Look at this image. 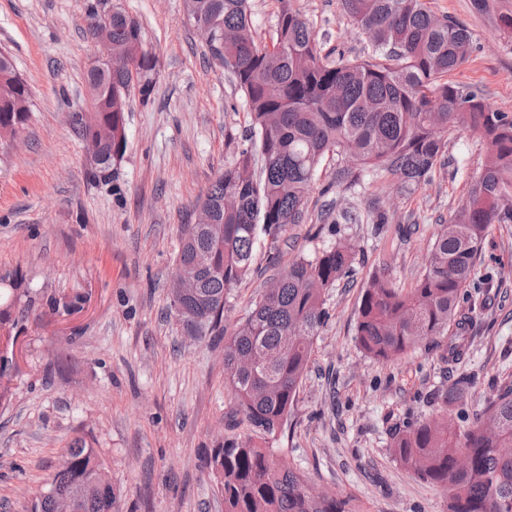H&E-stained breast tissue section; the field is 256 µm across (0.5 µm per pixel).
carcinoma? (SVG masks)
I'll use <instances>...</instances> for the list:
<instances>
[{"instance_id":"obj_1","label":"carcinoma","mask_w":512,"mask_h":512,"mask_svg":"<svg viewBox=\"0 0 512 512\" xmlns=\"http://www.w3.org/2000/svg\"><path fill=\"white\" fill-rule=\"evenodd\" d=\"M277 2L275 35L262 46L253 35L248 0H186L189 17L214 23L209 58L234 75L244 94L262 166L255 174L252 153L244 149L216 176L203 199L211 228L182 236L176 263L195 288L184 294L181 282L169 285L170 311L183 335L224 337L225 385L236 413L265 437L275 435L293 407L314 339L328 319L323 296L349 275L354 245L339 242L312 260L290 262L230 330L223 325L226 294L250 273L258 231L276 239L288 225L303 222L311 184L327 156L336 157L338 185L353 187L373 172L412 190L429 181L443 158L448 130L468 129L484 147L481 172L461 207L440 225L414 287L403 292L375 273L363 291L355 342L377 362L445 337L448 362L464 358L462 289L491 226L512 224V113L448 81L473 52L464 23L437 14L431 0H342L372 53L330 60L321 56L292 0ZM472 6L512 36V0H472ZM109 17L120 63L86 72V109L75 118L87 149L99 154L101 173L124 154L130 87L140 84L149 97L155 69L139 22L119 9ZM29 99L28 85L0 51V135L25 125ZM228 193L238 197L233 210L224 208ZM433 399L448 413L393 434L395 458L446 489L449 512H512V380L497 387L473 422L454 430L448 414L462 405L460 390L450 387ZM65 454L68 466L35 496L30 512H56L57 500L80 486L88 491L81 512H119L96 451L77 440ZM211 463L224 512H344L342 501L310 494L303 475L250 438L212 449Z\"/></svg>"}]
</instances>
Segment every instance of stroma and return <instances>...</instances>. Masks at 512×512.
<instances>
[{
  "label": "stroma",
  "instance_id": "obj_1",
  "mask_svg": "<svg viewBox=\"0 0 512 512\" xmlns=\"http://www.w3.org/2000/svg\"><path fill=\"white\" fill-rule=\"evenodd\" d=\"M95 0H0V51L30 92L15 140L0 139V325L10 343L0 386V512H27L65 448H95L121 498L119 512H224L209 465L212 448L251 437L232 423L224 339L182 336L168 312L182 228L218 172L258 150L233 76L210 65L185 0H102L140 22L155 54L149 98L131 90L127 147L97 175L75 124L95 54L85 15ZM322 53L364 57L369 43L342 0H293ZM473 35L470 59L450 81L481 89L512 113V39L470 0H432ZM430 181L404 191L396 177L348 189L332 163L312 184L303 223L278 241L259 237L252 270L230 288L233 326L290 261L337 242L356 248L353 270L325 295L330 313L313 344L294 405L270 444L281 465L344 500L347 512H448V494L390 450L407 423L441 414L430 392L463 383L465 410L512 377V224L492 225L475 280L460 301L468 354L455 367L436 346L379 363L356 347L363 288L381 272L414 286L444 222L479 174L477 134L449 130ZM389 221L373 223L376 211ZM346 221H323L324 213Z\"/></svg>",
  "mask_w": 512,
  "mask_h": 512
}]
</instances>
